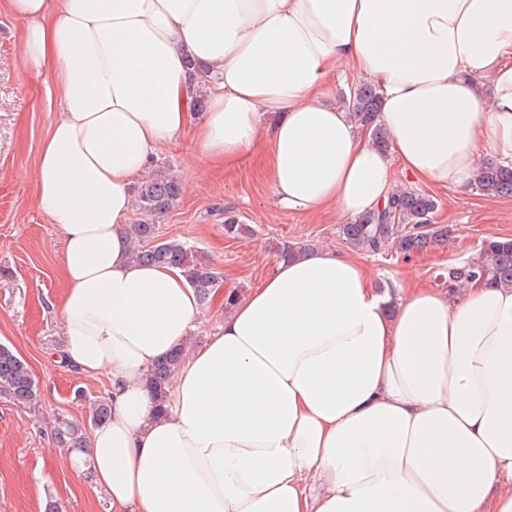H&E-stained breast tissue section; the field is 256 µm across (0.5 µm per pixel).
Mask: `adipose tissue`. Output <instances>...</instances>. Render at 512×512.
Instances as JSON below:
<instances>
[{
  "label": "adipose tissue",
  "instance_id": "1",
  "mask_svg": "<svg viewBox=\"0 0 512 512\" xmlns=\"http://www.w3.org/2000/svg\"><path fill=\"white\" fill-rule=\"evenodd\" d=\"M33 83L61 91L35 204L64 235L61 360L108 374L111 417L69 457L112 512H512V288L397 298L346 256L277 263L182 362L200 306L128 254L131 187L193 128L231 170L261 153L280 209L358 217L413 184L512 163V0H0ZM209 75L191 80L187 60ZM374 80L389 151L331 82ZM209 105L193 119L195 99ZM183 360L184 349L180 347L158 361L149 374L147 383L160 410L163 409V403L169 396L174 378Z\"/></svg>",
  "mask_w": 512,
  "mask_h": 512
}]
</instances>
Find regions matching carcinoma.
<instances>
[{"label":"carcinoma","mask_w":512,"mask_h":512,"mask_svg":"<svg viewBox=\"0 0 512 512\" xmlns=\"http://www.w3.org/2000/svg\"><path fill=\"white\" fill-rule=\"evenodd\" d=\"M355 121L365 128L372 144L382 151L391 145L390 135L378 120L381 96L370 83L354 87L344 99ZM472 188L490 196L512 197V166L488 159L478 168ZM181 189L178 181L157 171L141 181L136 189L138 209L155 217L169 212L177 203ZM437 210L435 199L413 188L399 187L391 201L381 211L359 216L338 228L339 236L353 248L379 253L394 245L405 256L419 254L448 241V229L434 224ZM225 234L239 238L252 233L246 224L233 217L224 218ZM135 261L149 265H168L179 268L195 289L201 303L212 299L222 284V275L199 256L192 244L179 239H162L157 225L146 222L133 226ZM437 278L450 289L465 287L472 281L487 285L512 287V241L487 240L478 253L459 264H450ZM184 360V349L178 348L158 361L148 377V386L158 408H163L174 378ZM0 394L22 406L39 403V388L25 361L9 346L0 344ZM57 445L64 448H84L87 445L86 427L59 418L53 426Z\"/></svg>","instance_id":"obj_1"}]
</instances>
